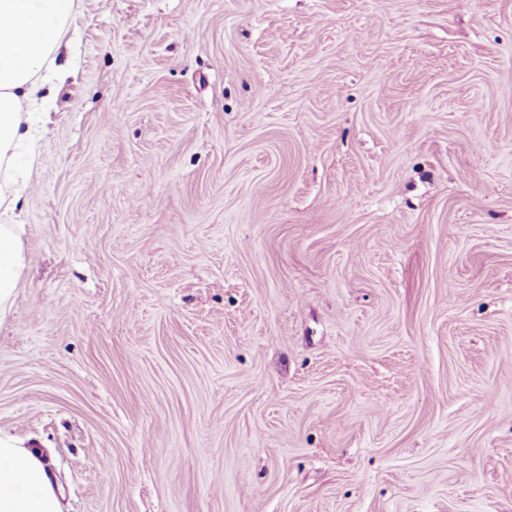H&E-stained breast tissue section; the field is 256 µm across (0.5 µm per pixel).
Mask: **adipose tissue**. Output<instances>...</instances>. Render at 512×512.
Returning a JSON list of instances; mask_svg holds the SVG:
<instances>
[{
  "label": "adipose tissue",
  "instance_id": "ef3b65f1",
  "mask_svg": "<svg viewBox=\"0 0 512 512\" xmlns=\"http://www.w3.org/2000/svg\"><path fill=\"white\" fill-rule=\"evenodd\" d=\"M75 0H0V208L14 211L31 187L19 151L33 147L46 97L41 74L55 67ZM22 227L0 224V318L10 311L24 269ZM0 512H57V494L37 450L0 433Z\"/></svg>",
  "mask_w": 512,
  "mask_h": 512
}]
</instances>
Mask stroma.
Wrapping results in <instances>:
<instances>
[{
    "mask_svg": "<svg viewBox=\"0 0 512 512\" xmlns=\"http://www.w3.org/2000/svg\"><path fill=\"white\" fill-rule=\"evenodd\" d=\"M0 431L61 512H512V0H75Z\"/></svg>",
    "mask_w": 512,
    "mask_h": 512,
    "instance_id": "stroma-1",
    "label": "stroma"
}]
</instances>
